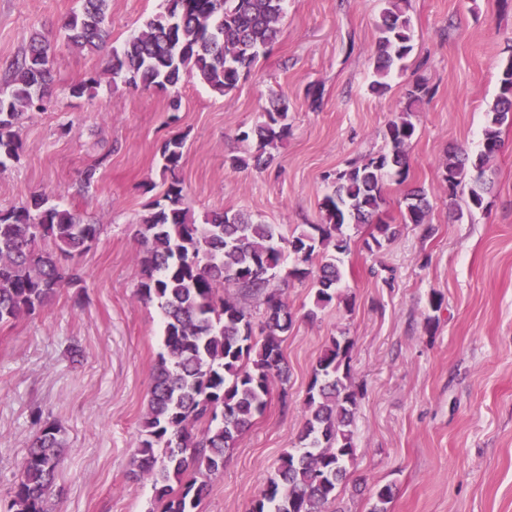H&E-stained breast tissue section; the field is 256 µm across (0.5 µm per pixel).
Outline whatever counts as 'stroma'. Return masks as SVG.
Segmentation results:
<instances>
[{
  "mask_svg": "<svg viewBox=\"0 0 512 512\" xmlns=\"http://www.w3.org/2000/svg\"><path fill=\"white\" fill-rule=\"evenodd\" d=\"M162 5L109 0L112 46ZM385 5L285 0L278 41L219 96L191 77L173 93L113 80L106 52L64 39L61 25L78 0H0V87L33 31L56 42L47 108L25 120L20 158L0 170V209L41 193L101 227L89 250L62 262L79 268L83 287L61 289L40 312L0 327V512L37 407L67 443L53 512H146L153 501L150 480L129 472L163 349L158 301L136 296L140 224L165 189L163 141L185 139L178 175L195 215L244 209L297 233L320 223L338 170L383 148L388 121L419 78L434 95L411 114L407 179L385 187L383 218L396 236L372 251L370 225L350 227L340 285L348 305L318 311L312 281L285 286L294 314L282 344L288 383L272 384L264 413L226 453L198 512H247L297 444L313 369L333 336L353 343L359 393L356 460L339 488V512H370L384 485L393 490L387 512H512V123L485 173L483 208L462 221L449 217L442 168L449 148L481 149L485 113L512 58V0H409L415 48L378 97L369 84ZM90 76L100 80L95 96H71L70 86ZM281 95L290 130L273 165L231 169L228 157L250 148L242 132ZM93 164L98 181L82 189ZM415 187L431 203L429 237L402 221L403 197Z\"/></svg>",
  "mask_w": 512,
  "mask_h": 512,
  "instance_id": "obj_1",
  "label": "stroma"
}]
</instances>
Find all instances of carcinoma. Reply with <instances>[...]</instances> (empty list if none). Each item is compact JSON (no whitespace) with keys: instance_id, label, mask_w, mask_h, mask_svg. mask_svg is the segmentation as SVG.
<instances>
[{"instance_id":"obj_1","label":"carcinoma","mask_w":512,"mask_h":512,"mask_svg":"<svg viewBox=\"0 0 512 512\" xmlns=\"http://www.w3.org/2000/svg\"><path fill=\"white\" fill-rule=\"evenodd\" d=\"M164 12L148 18L141 30L113 49L109 72L134 87L175 89L191 76L224 96L236 88L260 55L281 32L284 0H164ZM376 23L372 90L383 94L386 79L413 50L408 0H387ZM108 0H82L80 12L64 22L67 42L78 48L106 44ZM50 38L34 33L13 63L10 91L0 92V167L15 161L20 130L28 114L42 109L52 82ZM90 76L71 86L75 97L95 93ZM405 109L384 131L385 149L336 173L333 190L321 203L322 222L295 234L276 224H261L244 211H212L197 222L182 181L175 175L184 139L161 146L163 172L171 180L142 219L140 281L142 300L159 301L163 351L154 368L141 437L132 458L134 475L152 480L161 512H195L213 477L224 469L226 449L263 412L274 380L288 382L282 342L293 325L278 271L292 260L283 277L317 284L315 307L339 298L341 257L350 251V224H372L368 249L382 248L395 228L382 218L384 185L391 175L406 180L407 147L416 134L412 107L431 97L416 83L406 90ZM265 120L242 134L256 150L233 155L235 169L272 165V150L288 134V104L275 99ZM512 123V58L500 71V94L487 110L482 148L477 158L448 154L443 163L448 197H456L468 173L477 172L468 196L480 208L487 188L486 166L501 148V127ZM402 221L423 224L430 208L425 193L409 191ZM100 225L33 195L0 210V325L41 310L62 288L79 282L59 258L87 251ZM325 261L315 266L313 257ZM233 287L239 296L225 290ZM264 306L255 329L247 302ZM352 342L331 338L319 357L304 400L305 426L298 446L278 459L274 474L251 502L249 512H330L337 489L355 463L353 431L357 392L350 379ZM60 427L46 422L22 458L6 512H51L48 503L62 461Z\"/></svg>"}]
</instances>
